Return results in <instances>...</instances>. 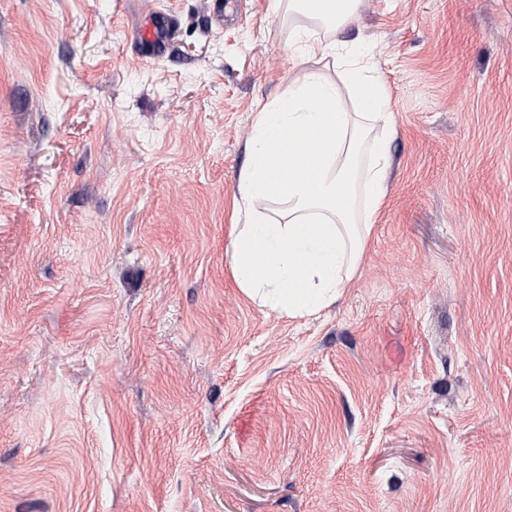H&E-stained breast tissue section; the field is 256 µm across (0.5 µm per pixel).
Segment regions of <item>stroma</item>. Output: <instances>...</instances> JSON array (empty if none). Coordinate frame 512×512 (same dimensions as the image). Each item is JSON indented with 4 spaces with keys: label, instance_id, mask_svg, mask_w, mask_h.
Returning <instances> with one entry per match:
<instances>
[{
    "label": "stroma",
    "instance_id": "obj_1",
    "mask_svg": "<svg viewBox=\"0 0 512 512\" xmlns=\"http://www.w3.org/2000/svg\"><path fill=\"white\" fill-rule=\"evenodd\" d=\"M0 0V512H512V0H362L394 116L335 304L248 300L254 117L298 87L276 0ZM145 1L148 6L143 11V22L135 31L136 42L151 57L163 56L176 35L175 19L156 9Z\"/></svg>",
    "mask_w": 512,
    "mask_h": 512
}]
</instances>
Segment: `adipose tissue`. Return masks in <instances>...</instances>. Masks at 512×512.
<instances>
[{
  "mask_svg": "<svg viewBox=\"0 0 512 512\" xmlns=\"http://www.w3.org/2000/svg\"><path fill=\"white\" fill-rule=\"evenodd\" d=\"M360 0H288L301 62L338 58L339 83L317 70L275 105L264 106L248 143L239 179L245 221L233 225L228 254L247 298L289 317L316 314L334 303L356 275L386 196L389 167L378 77L360 56L339 57L338 33ZM326 26L319 37L315 29ZM281 205L279 219L267 213Z\"/></svg>",
  "mask_w": 512,
  "mask_h": 512,
  "instance_id": "obj_1",
  "label": "adipose tissue"
}]
</instances>
